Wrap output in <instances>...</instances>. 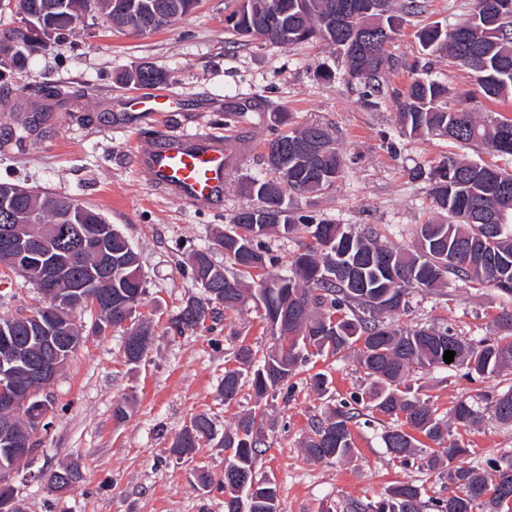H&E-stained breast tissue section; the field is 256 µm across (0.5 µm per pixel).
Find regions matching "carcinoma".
<instances>
[{
  "label": "carcinoma",
  "mask_w": 512,
  "mask_h": 512,
  "mask_svg": "<svg viewBox=\"0 0 512 512\" xmlns=\"http://www.w3.org/2000/svg\"><path fill=\"white\" fill-rule=\"evenodd\" d=\"M182 18L198 0H24L36 5L30 20L41 30L60 36L82 23L86 15L99 13L117 28L130 22L141 31H155L157 2ZM358 0H231L225 16V32L240 42L260 38L282 47L310 41L343 46L354 30L372 29L379 40L366 47L355 46L351 60H342L345 72L363 82L365 95L381 93L383 80L398 69L389 47L403 20L425 11V0H403L393 14L392 0L377 12L359 15ZM417 38L428 54L448 53L451 62L473 78L484 98L491 102L512 100V0H479L467 17L448 28L436 22L422 27ZM134 84H161L168 75L152 66H141L125 75ZM401 132L409 136L447 138L461 147H478L496 154L504 165L480 164L455 153L439 162L431 177L429 195L443 218L417 225L416 243L396 248L380 241L375 226L354 230L344 224L316 222L293 211L267 220L260 212L278 213L285 196L317 195L333 186L329 176L340 179L343 156L328 130L318 124L290 126L285 112L273 113L279 125L288 127L268 143L265 163L273 173L252 178L245 185L252 203L235 211L215 239L227 250V265L216 266L210 249L190 254L188 262L197 285L215 284V294L190 299L169 318L168 330L183 335L205 326L224 311H242L249 300L260 304L262 318L275 343L259 364L252 351L237 354L241 367L224 371L220 391L224 402L237 399L242 380L250 379L257 405L243 414L224 435L216 433L211 419L198 414L190 419L172 444L180 457L192 454L201 440L221 439L224 448V479L218 483L205 474L200 484L217 485L226 494L224 512H278L275 482L259 479L256 465L269 423L263 399L283 389H292L290 378L309 357L354 351L357 362L371 380L370 409L389 418L381 439L394 458L407 461L417 455L420 438L444 449L445 458L431 456L429 469H443L452 491L426 504L412 482L398 483L375 503H353L349 512H512V454L485 459L471 465L465 459L472 451L450 439L448 421L430 401L420 397L408 383L415 371L465 368L473 379L492 377L512 368V311L498 316L505 336L482 337L470 342L444 324L402 327L392 316L408 308L414 292L431 290L454 279L472 288L496 289L512 299V116L489 112L478 120L474 113L448 106V86L437 78H414L395 96ZM323 139L327 152L311 158L295 149L309 136ZM14 224L31 225V235L48 224H105L99 212L73 205L67 198L20 187L9 202ZM275 232L288 236L302 233L306 249L289 257L288 274L269 275L268 267L279 263L261 238ZM112 282H99L95 289L112 292V309L101 310L96 333L131 302L140 308L145 293L137 253L121 231L112 233ZM69 276L63 289L78 286L104 259L86 255L66 257ZM260 272L256 287L244 275ZM15 330L23 340H47L40 331H30L18 317L0 319V327ZM455 352L446 363L445 351ZM353 396L341 402L330 415L312 426L304 443L314 460L344 459L351 455L354 421L362 416L357 405L366 400ZM463 425L487 417L512 425V387L484 397L483 404L458 401L449 411Z\"/></svg>",
  "instance_id": "carcinoma-1"
}]
</instances>
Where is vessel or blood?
Instances as JSON below:
<instances>
[{"label": "vessel or blood", "instance_id": "vessel-or-blood-1", "mask_svg": "<svg viewBox=\"0 0 512 512\" xmlns=\"http://www.w3.org/2000/svg\"><path fill=\"white\" fill-rule=\"evenodd\" d=\"M239 147L213 134H186L166 139L136 157L153 187L200 208L222 201L224 182Z\"/></svg>", "mask_w": 512, "mask_h": 512}]
</instances>
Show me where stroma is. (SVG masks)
<instances>
[{
    "label": "stroma",
    "instance_id": "1",
    "mask_svg": "<svg viewBox=\"0 0 512 512\" xmlns=\"http://www.w3.org/2000/svg\"><path fill=\"white\" fill-rule=\"evenodd\" d=\"M471 7L472 0H427L426 12L404 23L391 44L403 67L373 105L324 43L285 48L260 39L231 42L224 0H199L179 24L139 35L87 16L63 42L35 43L25 68L0 77V182L70 198L116 225L140 256L146 289L141 312L153 331L146 356L132 365L122 330L94 335L95 312L74 313L84 341L48 392L49 424L35 437V453L14 468L22 512H224L223 494L197 480L202 469L222 479L223 448L204 442L188 458L173 454L171 445L194 415L207 414L221 431L253 407L250 388L228 403L219 383L225 370L236 367L240 347L260 353L272 346L273 336L251 305L181 336L168 332L169 318L188 299L205 296L187 258L213 244L230 215L248 204L243 185L266 169L274 112L288 113L297 126L327 128L344 158V174L330 190L293 199L297 213L355 229L372 224L389 245L412 247L416 226L440 216L429 195L430 173L454 146L403 135L394 92L413 73H428L447 84L450 106L480 118L492 110L472 78L447 56L422 52L417 39L423 25L456 24ZM143 64L171 73L166 89L176 111L150 115L135 107L154 89L125 83L122 76ZM260 97L267 109L248 112ZM242 110L247 120L236 119ZM185 132L224 135L245 150L224 184L223 201L205 209L157 191L135 162L139 151ZM44 301L19 274L0 273V318ZM505 305L493 289L451 280L412 295L397 322L406 328L445 320L462 338L477 340L497 334L495 318ZM319 372L329 380L322 392L311 384ZM291 382L292 390L269 401L274 425L265 431L256 467L258 478L276 483L280 512H346L350 503L378 501L399 482L419 485L426 501L447 496V479L424 466L432 448L420 449L406 464L394 459L381 441L388 421L375 413L353 424L349 458L316 461L306 455L313 422L368 389L353 353L311 357ZM418 384L444 416L458 400L511 388L512 369L475 381L459 368L437 369L421 374ZM119 402L129 406L123 421L112 415ZM450 433L474 460L512 454V426L489 419L467 428L451 425ZM64 465L77 466L83 479L60 494L48 474Z\"/></svg>",
    "mask_w": 512,
    "mask_h": 512
}]
</instances>
